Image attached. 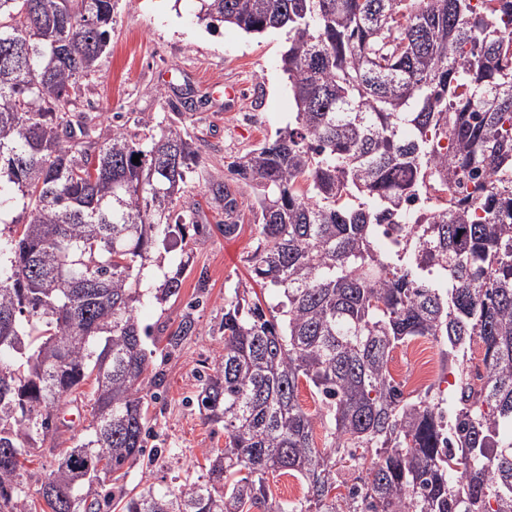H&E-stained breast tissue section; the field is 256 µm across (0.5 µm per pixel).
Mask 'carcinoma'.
Returning <instances> with one entry per match:
<instances>
[{
  "mask_svg": "<svg viewBox=\"0 0 512 512\" xmlns=\"http://www.w3.org/2000/svg\"><path fill=\"white\" fill-rule=\"evenodd\" d=\"M114 5L0 0V512H512V0H200L208 28L288 34L293 122L227 165L254 190L249 263L275 301L224 299L196 396L224 449L139 495L119 481L154 398L142 271L176 228L209 226L195 206L174 214L199 161L189 137L149 114L138 139L102 132L76 110ZM209 193L238 236L237 189ZM417 338L452 369L449 412L390 378L391 351ZM86 385L89 433L59 449L38 511L20 471ZM346 466L359 476L336 496ZM276 472L303 498L269 501Z\"/></svg>",
  "mask_w": 512,
  "mask_h": 512,
  "instance_id": "1",
  "label": "carcinoma"
}]
</instances>
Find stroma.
<instances>
[{"mask_svg":"<svg viewBox=\"0 0 512 512\" xmlns=\"http://www.w3.org/2000/svg\"><path fill=\"white\" fill-rule=\"evenodd\" d=\"M197 11V0H116L110 44L79 82L77 106L97 128L111 125L118 112L174 118L200 154L183 200L199 203L212 226L203 236L189 231L174 238L169 251L153 253L143 274L154 288L179 270L184 282L179 296L163 303L145 299L138 311L153 341L156 398L145 446L156 455L134 463L124 477L126 489L136 494L197 478L206 456L224 447L223 425L204 420L197 409L199 379L219 359L225 296L237 287L261 296L268 290L252 280L248 262L260 243L251 189L240 188L242 230L227 238L218 229L224 216L211 207L208 187L228 177L234 158L273 138L295 110L280 63L285 33L247 34L229 25L213 31L199 24ZM228 85L239 86L240 96L226 97ZM187 316L196 333L170 346Z\"/></svg>","mask_w":512,"mask_h":512,"instance_id":"obj_1","label":"stroma"}]
</instances>
